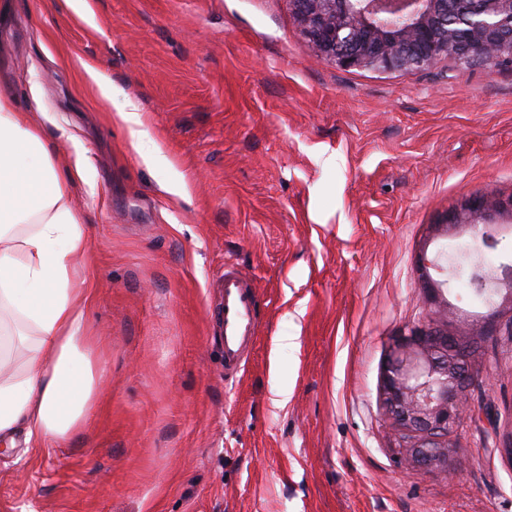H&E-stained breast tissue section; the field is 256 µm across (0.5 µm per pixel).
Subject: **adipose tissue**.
Wrapping results in <instances>:
<instances>
[{"instance_id":"obj_1","label":"adipose tissue","mask_w":512,"mask_h":512,"mask_svg":"<svg viewBox=\"0 0 512 512\" xmlns=\"http://www.w3.org/2000/svg\"><path fill=\"white\" fill-rule=\"evenodd\" d=\"M82 224L56 159L0 87V440L51 446L76 432L100 390L86 334L91 290L74 261Z\"/></svg>"}]
</instances>
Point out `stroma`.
Instances as JSON below:
<instances>
[{
    "label": "stroma",
    "mask_w": 512,
    "mask_h": 512,
    "mask_svg": "<svg viewBox=\"0 0 512 512\" xmlns=\"http://www.w3.org/2000/svg\"><path fill=\"white\" fill-rule=\"evenodd\" d=\"M9 2L0 81L82 217L103 397L64 444L0 445V512H512V335H481L457 280L483 360L453 471L411 466L381 395L390 337L428 312L418 253L472 240L429 226L512 196V67L344 70L289 0ZM228 263L261 300L234 380Z\"/></svg>",
    "instance_id": "1"
}]
</instances>
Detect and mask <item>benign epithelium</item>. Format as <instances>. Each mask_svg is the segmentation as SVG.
I'll return each mask as SVG.
<instances>
[{
	"mask_svg": "<svg viewBox=\"0 0 512 512\" xmlns=\"http://www.w3.org/2000/svg\"><path fill=\"white\" fill-rule=\"evenodd\" d=\"M290 2L314 56L345 70L393 73L433 68L448 59L512 66V0ZM505 212L512 214V196L485 193L465 199L433 228L440 236L481 224V240L490 245L499 231L489 221ZM433 270H441L439 257L424 247L417 271L433 309L393 340L381 371L384 410L410 445L411 462L424 467L452 464L456 448L449 437L466 412L479 353L475 337L448 329L442 285L431 276ZM473 282L493 289L480 335L494 336L501 310L512 311V274L476 275Z\"/></svg>",
	"mask_w": 512,
	"mask_h": 512,
	"instance_id": "1",
	"label": "benign epithelium"
}]
</instances>
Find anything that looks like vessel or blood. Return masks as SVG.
Returning <instances> with one entry per match:
<instances>
[{
	"mask_svg": "<svg viewBox=\"0 0 512 512\" xmlns=\"http://www.w3.org/2000/svg\"><path fill=\"white\" fill-rule=\"evenodd\" d=\"M224 296L217 319L224 346V375L244 369L258 328V291L253 281L234 266L224 268Z\"/></svg>",
	"mask_w": 512,
	"mask_h": 512,
	"instance_id": "vessel-or-blood-1",
	"label": "vessel or blood"
}]
</instances>
